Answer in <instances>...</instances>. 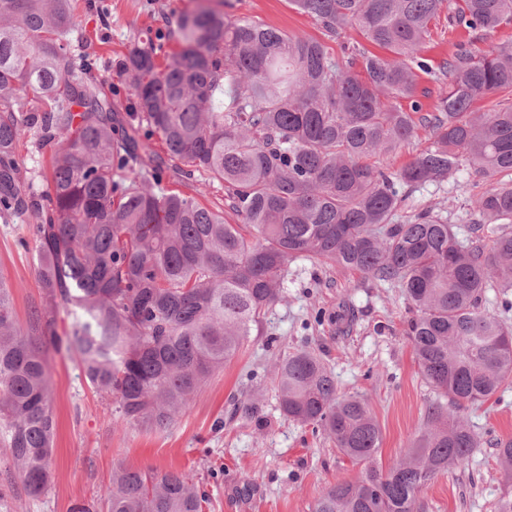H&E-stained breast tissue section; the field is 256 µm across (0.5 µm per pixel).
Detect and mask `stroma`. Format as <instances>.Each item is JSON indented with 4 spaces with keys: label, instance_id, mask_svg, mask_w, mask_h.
Wrapping results in <instances>:
<instances>
[{
    "label": "stroma",
    "instance_id": "stroma-1",
    "mask_svg": "<svg viewBox=\"0 0 512 512\" xmlns=\"http://www.w3.org/2000/svg\"><path fill=\"white\" fill-rule=\"evenodd\" d=\"M230 17H249L280 30L321 38L316 21L289 0H224ZM195 0H74L79 27L91 44L75 41L73 54L97 59L87 79L123 122L133 120L132 89L117 63L133 44L175 31L180 14ZM468 34L449 25L447 13L431 23L423 55L431 66L446 60ZM24 186L45 192L50 145L28 131L18 145ZM163 188H177L208 207L229 210L222 182L206 179L176 183L171 173ZM485 188L463 167L440 183L408 189L401 213L410 217L433 207L454 224L460 238L479 236L489 243L492 225H479L473 201ZM28 224L0 223V276L10 284L20 327H27L34 307L43 300L34 271L33 251L19 239L30 238ZM410 315L401 288L341 268L308 261L292 263L284 298L265 315L238 356L216 372L204 391L180 414L174 426L159 431L115 424L111 401L101 398L85 380L77 359L49 351L51 405L55 422L52 481L39 498L26 495L4 465L0 449V488L13 492L0 512H70L83 502L106 512L103 491L116 466L184 472L204 490L203 512H312L322 491L335 481H353L360 468L341 455L334 443L311 427L283 416L274 381L278 354L315 351L333 372L339 397L366 400L381 430L378 457L388 464L416 438L430 403L438 393L420 372L404 325ZM263 406V425L246 417L241 404L249 398ZM480 446L470 465L439 475L421 494L424 512H496L499 500L512 492L499 467L497 443L512 437V383L488 401L463 409Z\"/></svg>",
    "mask_w": 512,
    "mask_h": 512
}]
</instances>
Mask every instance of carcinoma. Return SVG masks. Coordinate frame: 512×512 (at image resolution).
Here are the masks:
<instances>
[{
	"instance_id": "obj_1",
	"label": "carcinoma",
	"mask_w": 512,
	"mask_h": 512,
	"mask_svg": "<svg viewBox=\"0 0 512 512\" xmlns=\"http://www.w3.org/2000/svg\"><path fill=\"white\" fill-rule=\"evenodd\" d=\"M291 3L326 36L356 27L379 51L342 63L318 39L231 19L224 0H204L182 14L178 51L148 38L120 63L160 153L75 72L71 0H0V223L37 220L43 290L24 331L0 278V447L27 496L47 492L52 477L49 349L79 355L121 422L166 430L284 299L296 261L402 288L421 372L450 400L429 408L418 438L384 467L367 402L338 397L314 352L278 357L283 413L362 468L357 481L328 485L313 512H421L420 493L438 475L469 465L477 435L460 410L512 381V326L483 305L487 289L512 288V45L475 46L512 22V0ZM445 6L471 38L438 66L447 90L425 111L418 72L431 67L419 52ZM492 96L501 100L475 109ZM28 129L55 144L41 195L22 187L17 145ZM421 129L430 145L401 168L371 163ZM463 163L487 183L475 230L497 225L490 244L463 243L431 207L398 221L403 188L441 182ZM167 170L177 182L196 173L224 182L241 223L160 188ZM61 310L70 321L60 333ZM498 458L511 480V438ZM105 498L107 512H202L205 503L180 471L121 467Z\"/></svg>"
}]
</instances>
